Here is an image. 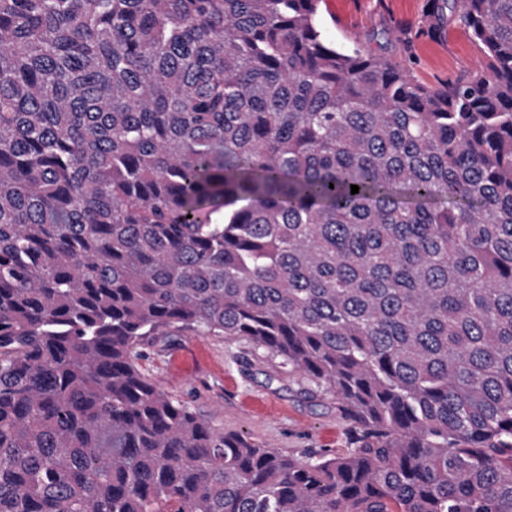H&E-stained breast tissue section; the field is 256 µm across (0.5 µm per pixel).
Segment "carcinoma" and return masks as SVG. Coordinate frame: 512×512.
Segmentation results:
<instances>
[{
    "label": "carcinoma",
    "instance_id": "cac0c4a2",
    "mask_svg": "<svg viewBox=\"0 0 512 512\" xmlns=\"http://www.w3.org/2000/svg\"><path fill=\"white\" fill-rule=\"evenodd\" d=\"M320 2L0 0V512H512V0H435L481 55L436 88ZM171 332L350 449L214 428ZM279 361L255 355L243 341L176 332L150 341L138 364L155 385L226 433L295 457L345 452L351 421L330 396L310 397L304 376L285 372Z\"/></svg>",
    "mask_w": 512,
    "mask_h": 512
}]
</instances>
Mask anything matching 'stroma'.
Segmentation results:
<instances>
[{"label":"stroma","mask_w":512,"mask_h":512,"mask_svg":"<svg viewBox=\"0 0 512 512\" xmlns=\"http://www.w3.org/2000/svg\"><path fill=\"white\" fill-rule=\"evenodd\" d=\"M433 0H321L325 35L390 55L420 84L436 86L470 74L480 57L457 23L428 27ZM141 370L159 388L187 402L215 428L302 457L345 452L352 424L330 396L310 397L304 376L278 359L254 354L242 341L176 332L142 350Z\"/></svg>","instance_id":"35a3bbf8"}]
</instances>
